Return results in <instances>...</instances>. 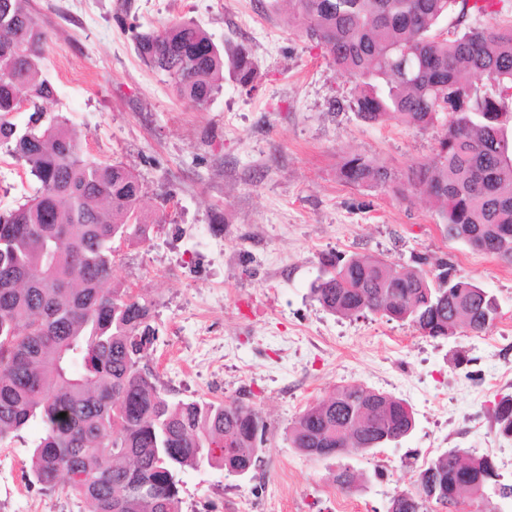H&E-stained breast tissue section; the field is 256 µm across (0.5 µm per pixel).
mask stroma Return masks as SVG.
Segmentation results:
<instances>
[{
    "label": "stroma",
    "mask_w": 512,
    "mask_h": 512,
    "mask_svg": "<svg viewBox=\"0 0 512 512\" xmlns=\"http://www.w3.org/2000/svg\"><path fill=\"white\" fill-rule=\"evenodd\" d=\"M51 35L44 69L55 87L45 118L81 136L85 159L119 163L142 185L146 240L119 243L111 285L155 302L159 336L149 365L173 400H242L268 424L261 466L246 477L203 468L181 476L182 512H386L411 488L425 454L490 455L512 484V438L493 411L512 396V263L446 237L413 196L406 173L432 157L448 116L419 130L370 124L349 107L357 82L288 18L284 0H31ZM192 21L232 55L246 46L254 91L232 71L210 102L180 100L138 55L134 31ZM358 154L388 167L393 187H357L339 170ZM40 187L0 145V214ZM397 265L450 261L492 294L493 327L422 336L378 314L342 317L310 287L328 254ZM467 363L457 364L458 354ZM357 383L412 409L410 435L363 454L313 457L288 430L308 405ZM30 425L0 445V512H89L67 483L29 482ZM361 474L353 491L340 467ZM26 493H19L18 485Z\"/></svg>",
    "instance_id": "35a3bbf8"
}]
</instances>
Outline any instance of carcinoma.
<instances>
[{"label": "carcinoma", "mask_w": 512, "mask_h": 512, "mask_svg": "<svg viewBox=\"0 0 512 512\" xmlns=\"http://www.w3.org/2000/svg\"><path fill=\"white\" fill-rule=\"evenodd\" d=\"M306 37L336 71L360 79L351 109L368 122L425 130L450 117L433 158L409 169L450 239L512 261V21L481 0H288ZM457 12L448 37L440 22ZM150 66L167 74L190 105L208 103L223 79L224 54L193 21L135 35ZM49 41L30 0H0V143L12 146L40 183L31 200L0 216V442L36 421L28 477L52 488L60 478L90 512H182L180 473L203 467L252 473L267 425L238 400L173 401L143 360L157 340L153 303L140 293L105 289L113 243L145 239L137 224L142 186L122 164L91 163L64 122H43L40 102L54 95L42 74ZM239 84L253 87L249 51L231 59ZM26 102L19 129L7 115ZM340 176L356 186L394 184L383 165L352 156ZM372 256L331 255L311 287L327 311L381 314L421 335L448 338L487 330L496 299L454 274L445 260L426 270ZM66 416L59 417L60 413ZM411 408L361 384L303 410L289 429L293 447L319 457L367 452L407 436ZM512 435V396L494 411ZM495 461L451 448L424 468L387 512H430L468 497L476 512L501 485ZM359 475L344 467L335 482L349 491ZM482 491L476 495V491Z\"/></svg>", "instance_id": "cac0c4a2"}]
</instances>
